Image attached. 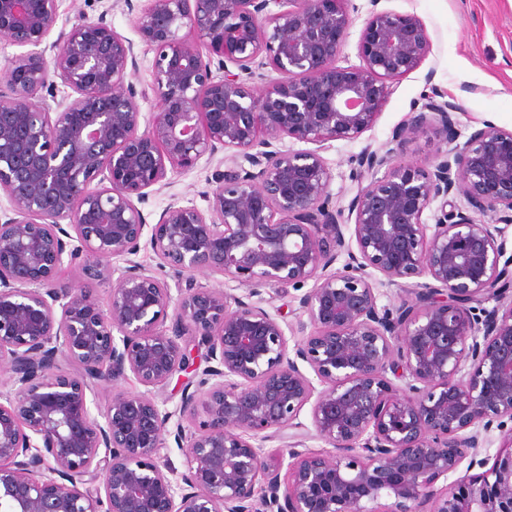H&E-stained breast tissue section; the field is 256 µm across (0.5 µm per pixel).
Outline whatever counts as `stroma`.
<instances>
[{
    "label": "stroma",
    "instance_id": "obj_1",
    "mask_svg": "<svg viewBox=\"0 0 512 512\" xmlns=\"http://www.w3.org/2000/svg\"><path fill=\"white\" fill-rule=\"evenodd\" d=\"M380 9L419 16L430 32L433 50L414 72L393 82L374 125L352 140H337L323 153L332 175L336 207H347L358 183L350 160L361 151L394 149L400 162L429 169L444 146L433 129L416 134L405 126L421 111L426 94L436 92L457 104L461 138L493 124L512 130V0H381ZM401 141H394L396 131ZM219 157L203 156L187 172L169 174L167 186L150 196L145 212L159 214L172 198L207 209Z\"/></svg>",
    "mask_w": 512,
    "mask_h": 512
}]
</instances>
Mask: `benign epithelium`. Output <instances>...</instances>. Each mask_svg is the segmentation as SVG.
<instances>
[{
	"label": "benign epithelium",
	"instance_id": "benign-epithelium-1",
	"mask_svg": "<svg viewBox=\"0 0 512 512\" xmlns=\"http://www.w3.org/2000/svg\"><path fill=\"white\" fill-rule=\"evenodd\" d=\"M126 6L154 51L148 93L127 81L135 43L109 10L44 49L60 0H0V38L26 49L0 76V512H512V130L460 143L457 105L430 96L407 131L445 143L432 168L364 151L368 183L336 210L321 152L369 129L428 57L422 19L371 10L360 64L341 67L344 0ZM264 66L280 78L257 86ZM283 136L315 148L283 150ZM220 149L208 209L173 201L149 223L141 205L168 173ZM487 212L497 223L474 218ZM148 248L175 286L133 260ZM376 274L411 298L380 304ZM87 278L109 282L107 304ZM309 282L298 339L256 297ZM192 344L210 365L170 409L160 391ZM130 377L142 390L92 412L95 385ZM310 438L328 448L300 450Z\"/></svg>",
	"mask_w": 512,
	"mask_h": 512
}]
</instances>
